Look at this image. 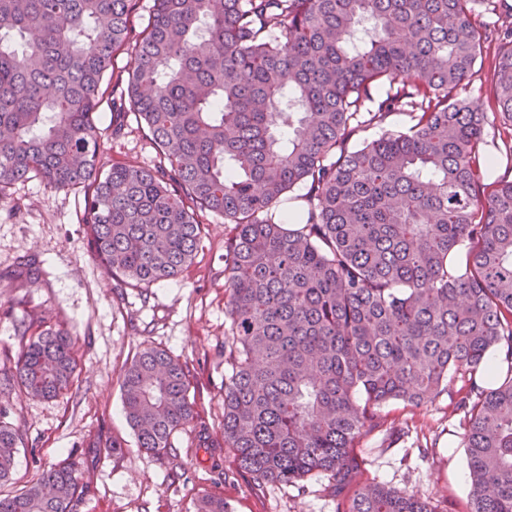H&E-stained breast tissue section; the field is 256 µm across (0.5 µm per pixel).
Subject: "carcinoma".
I'll list each match as a JSON object with an SVG mask.
<instances>
[{
  "label": "carcinoma",
  "instance_id": "1",
  "mask_svg": "<svg viewBox=\"0 0 512 512\" xmlns=\"http://www.w3.org/2000/svg\"><path fill=\"white\" fill-rule=\"evenodd\" d=\"M484 5L496 20L479 31ZM504 0H0V192L35 177L83 189L92 255L136 288L195 257L198 213L224 242L230 334L224 447L259 483L327 476L336 512H435L360 482L351 448L381 407H419L462 382L471 512H512V370L476 384L496 349L512 360V181L489 180L487 113L461 89L491 45L490 100L512 132V6ZM120 89L160 156L99 161L103 82ZM402 130L349 146L392 113ZM306 190L304 221L276 218ZM0 370V394L50 400L74 385L70 330L44 312ZM188 363L147 346L120 378L138 448L188 479L172 439L197 417ZM0 406V485L22 434ZM74 462L0 494V512H76ZM196 512H232L204 495Z\"/></svg>",
  "mask_w": 512,
  "mask_h": 512
}]
</instances>
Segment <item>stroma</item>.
Here are the masks:
<instances>
[{"mask_svg":"<svg viewBox=\"0 0 512 512\" xmlns=\"http://www.w3.org/2000/svg\"><path fill=\"white\" fill-rule=\"evenodd\" d=\"M490 65L487 58L476 63L467 95L488 114L486 133L495 136L501 158L495 176L512 180V167L502 161L512 140L497 137L499 120L489 112ZM129 109L125 99L101 104L100 161L153 165L157 155L147 129L131 119L120 135L112 133L113 113ZM82 200V190L54 189L36 179L0 194V366L14 365L24 348L20 319L46 309L71 328L79 361L73 387L58 398L0 395L23 434L17 484L69 459L91 476L78 512H194L204 494L222 496L233 512H336L324 475L294 486H258L238 471L230 449L199 445V425L216 435L224 418V243L232 225L204 214L193 263L176 280L140 290L120 286L91 256L79 222ZM146 346L167 349L192 370L190 396L200 423L173 438L189 475L175 486L165 465L137 447L122 413V370ZM454 403L444 394L420 408L401 402L383 407L381 427L355 448L363 480L416 494L438 512H469L463 414ZM112 436L125 441L116 456L95 449L98 438Z\"/></svg>","mask_w":512,"mask_h":512,"instance_id":"1","label":"stroma"}]
</instances>
